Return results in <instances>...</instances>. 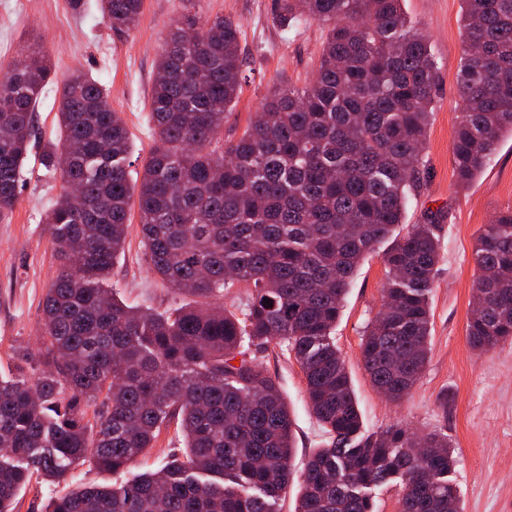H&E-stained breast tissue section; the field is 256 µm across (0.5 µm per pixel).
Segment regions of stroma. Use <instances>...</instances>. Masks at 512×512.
I'll use <instances>...</instances> for the list:
<instances>
[{"instance_id":"obj_1","label":"stroma","mask_w":512,"mask_h":512,"mask_svg":"<svg viewBox=\"0 0 512 512\" xmlns=\"http://www.w3.org/2000/svg\"><path fill=\"white\" fill-rule=\"evenodd\" d=\"M183 0H144L135 29L117 32L104 24L96 0L83 12L68 0H0V72L25 46L47 52L58 78L82 70L105 88L120 112L131 141V180H140L153 145L148 100L157 75L162 38L183 13ZM406 15L422 28L438 64L432 122L422 152L423 175L407 206L405 225L440 214V260L430 294L431 341L426 368L403 400L394 402L372 385L361 360L366 325L382 309L386 271L380 254L368 256L357 272L336 323V343L345 358L365 432L403 424L421 433L447 434L457 464L452 479L463 512H512V343L488 353L466 342L477 237L487 224L512 209V137H504L468 187H459L452 165V141L462 102L457 78L464 31L461 0H404ZM201 16L234 18L242 28L245 60L241 88L224 137L237 139L265 100L288 85L312 78L326 31L317 24L287 30L273 20V0H198ZM57 91L42 100L34 117L30 160L9 220L0 221V379L14 376L25 351L39 345L42 302L59 263L48 241L46 217L62 191L59 175L40 158L59 136ZM110 286L127 305L168 311L186 305L151 271L141 242L138 214L130 212L127 237L112 270ZM294 419L296 467L324 443L306 402L296 361L274 349L258 354ZM78 467L58 481L27 489L16 512H41L46 500L76 485H112L130 480Z\"/></svg>"}]
</instances>
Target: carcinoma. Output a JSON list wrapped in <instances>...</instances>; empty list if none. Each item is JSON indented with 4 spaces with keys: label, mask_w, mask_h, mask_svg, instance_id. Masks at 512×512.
<instances>
[{
    "label": "carcinoma",
    "mask_w": 512,
    "mask_h": 512,
    "mask_svg": "<svg viewBox=\"0 0 512 512\" xmlns=\"http://www.w3.org/2000/svg\"><path fill=\"white\" fill-rule=\"evenodd\" d=\"M164 37L150 98L154 147L129 180V132L103 86L83 71L63 83L60 137L42 165L75 182L47 215L59 261L47 288L38 355L0 380V512L32 481L79 466L130 469L161 430L185 445L156 471L116 486H77L43 512H277L301 481L294 512H376L371 490L396 484L399 512H460L448 436L394 425L363 435L334 330L350 280L384 243L383 308L361 340L376 388L401 400L429 351V295L440 225L404 235L408 192L437 92V62L403 0H274V20L327 30L314 80L278 91L235 140L224 123L238 97L241 26L201 20L196 0ZM464 103L452 144L466 186L512 135V0H461ZM143 0H99L117 31ZM49 60L25 54L0 75V221L12 214L29 159L33 112L52 83ZM137 199L154 274L175 292L214 300L251 290L240 313L131 307L103 287ZM476 354L512 340V210L473 249ZM273 306H268L264 300ZM284 346L303 373L326 442L301 473L293 419L254 352ZM93 408L87 417L86 408Z\"/></svg>",
    "instance_id": "1"
}]
</instances>
